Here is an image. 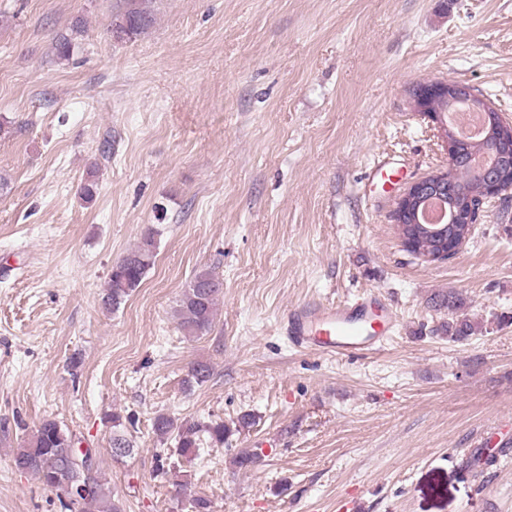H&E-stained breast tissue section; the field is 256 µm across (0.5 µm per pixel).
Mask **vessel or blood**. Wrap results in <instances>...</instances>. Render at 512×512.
<instances>
[{
    "label": "vessel or blood",
    "instance_id": "vessel-or-blood-1",
    "mask_svg": "<svg viewBox=\"0 0 512 512\" xmlns=\"http://www.w3.org/2000/svg\"><path fill=\"white\" fill-rule=\"evenodd\" d=\"M284 325L296 347L344 358L379 350L396 329L397 319L383 295L367 291L336 305L307 302L293 306Z\"/></svg>",
    "mask_w": 512,
    "mask_h": 512
}]
</instances>
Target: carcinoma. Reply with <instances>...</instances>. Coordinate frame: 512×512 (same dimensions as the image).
<instances>
[{"label":"carcinoma","mask_w":512,"mask_h":512,"mask_svg":"<svg viewBox=\"0 0 512 512\" xmlns=\"http://www.w3.org/2000/svg\"><path fill=\"white\" fill-rule=\"evenodd\" d=\"M146 0H127L126 9L112 21V29L126 32L129 38L141 35L150 25L151 16L145 6ZM488 147V141L467 144L463 154L455 160L454 172L448 181V194L444 198L447 208H456L479 192L481 182L472 176L467 162L472 151ZM442 232L430 234L421 227L405 222L402 234L413 238L414 252L438 251L442 240L451 238L457 242L470 240L473 229L465 224L440 225ZM156 231L149 230L142 241L116 262L111 269L103 302L106 307L117 310L139 288L149 269L155 262ZM223 281L211 269L197 271L179 299L176 310L180 328L191 336H203L212 328L216 306L222 293ZM443 331L451 341L467 339L475 326L467 319H451L443 325ZM212 376L209 364L199 361L190 365L183 380L185 389L190 390L207 382ZM156 434L164 439L177 433V452L185 458L198 455L202 438L214 444L224 443L227 427L222 422L206 425L186 423L174 427V421L159 415L154 421ZM74 436L54 419L41 422L30 437L19 444L13 452V464L26 469L35 476L45 489L56 493L62 512H121L112 498V490L100 477L92 457L84 456L73 449ZM70 480L73 485L83 484L89 488L87 495L78 500L70 498L62 487L54 486V477Z\"/></svg>","instance_id":"cac0c4a2"}]
</instances>
